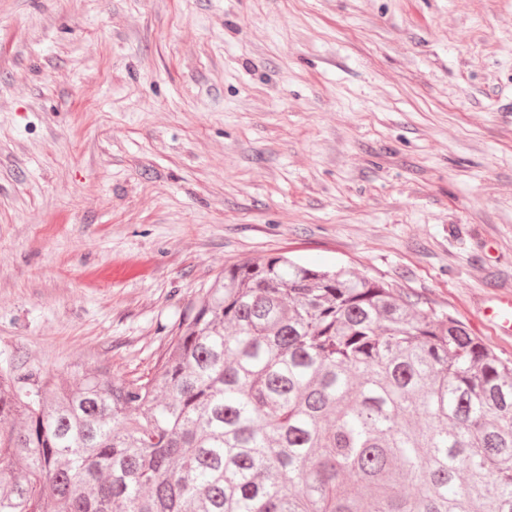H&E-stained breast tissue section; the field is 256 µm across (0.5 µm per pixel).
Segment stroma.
<instances>
[{
    "label": "stroma",
    "mask_w": 512,
    "mask_h": 512,
    "mask_svg": "<svg viewBox=\"0 0 512 512\" xmlns=\"http://www.w3.org/2000/svg\"><path fill=\"white\" fill-rule=\"evenodd\" d=\"M270 253L512 358V0H0V374L149 371ZM492 322L500 328L511 331L512 328V296L500 295L496 303L490 308Z\"/></svg>",
    "instance_id": "1"
}]
</instances>
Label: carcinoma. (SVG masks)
<instances>
[{"mask_svg": "<svg viewBox=\"0 0 512 512\" xmlns=\"http://www.w3.org/2000/svg\"><path fill=\"white\" fill-rule=\"evenodd\" d=\"M0 512H512V358L394 281L224 265L153 368L0 375Z\"/></svg>", "mask_w": 512, "mask_h": 512, "instance_id": "1", "label": "carcinoma"}]
</instances>
